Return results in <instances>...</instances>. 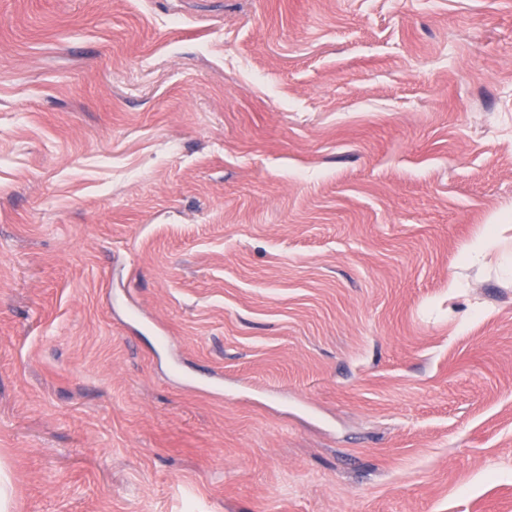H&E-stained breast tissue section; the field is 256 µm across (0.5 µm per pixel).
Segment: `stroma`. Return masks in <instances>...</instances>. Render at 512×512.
<instances>
[{
    "mask_svg": "<svg viewBox=\"0 0 512 512\" xmlns=\"http://www.w3.org/2000/svg\"><path fill=\"white\" fill-rule=\"evenodd\" d=\"M0 478L512 512V0H0Z\"/></svg>",
    "mask_w": 512,
    "mask_h": 512,
    "instance_id": "obj_1",
    "label": "stroma"
}]
</instances>
